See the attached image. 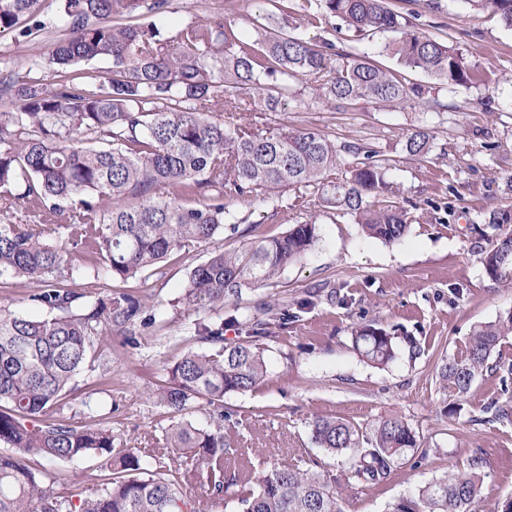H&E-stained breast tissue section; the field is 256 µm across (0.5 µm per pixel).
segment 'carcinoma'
Segmentation results:
<instances>
[{
    "label": "carcinoma",
    "mask_w": 512,
    "mask_h": 512,
    "mask_svg": "<svg viewBox=\"0 0 512 512\" xmlns=\"http://www.w3.org/2000/svg\"><path fill=\"white\" fill-rule=\"evenodd\" d=\"M40 2L0 0V33L14 32L27 63L21 75L0 59V276L33 289L30 300L57 314L32 319L0 309V445L8 448L0 451V512H206L226 498L238 512H344V486L385 482L417 448L403 419H385L367 436L348 421L316 417L311 442L347 456L341 479L311 456L301 466L259 470L252 449L224 433L225 423L240 425L224 411V395L271 381L262 341L296 318L288 305H265V317L246 321L245 335L232 343L224 321L199 324L195 337L205 349L170 362L157 399L180 414L203 402L206 426L180 421L152 437L151 448L118 451L110 422L73 425L56 413L74 395L72 380L95 372L99 338L116 329L136 343L133 328L153 306L124 292L89 299L71 284L84 267L135 278L173 251L210 240L228 214V191L286 209L280 192L311 188L322 206L353 217L367 236L402 240L410 217L387 200L392 189L377 151L338 148L307 129L251 127L244 113L261 98L266 111H277L302 77L316 82L315 97L344 109L360 102L415 109L420 89L367 55L297 33L292 0H279V14L254 19L252 41L222 18L164 36L171 0H55L65 36L45 51L38 44L49 22ZM466 2L492 8L512 31V0ZM317 8L306 24L332 17L339 33L389 34L382 51L440 87H466L476 76L461 49L408 28L385 0H318ZM99 59L110 61V76L82 69ZM434 145L419 127L405 150L423 157ZM343 152L355 160L344 164ZM319 240V225L305 220L216 253L191 269L183 304L196 312L222 308L242 288L277 278ZM483 262L491 279L511 285L512 234L496 239ZM511 335V311L475 327L466 357L441 368L444 387L467 393ZM352 346L381 368L398 355L396 336L372 323L355 328ZM29 456L49 463L96 457L110 478L99 489L60 496L52 473L31 470ZM481 465L474 457L470 472L447 473L390 512H475ZM194 486L197 498L185 492Z\"/></svg>",
    "instance_id": "1"
}]
</instances>
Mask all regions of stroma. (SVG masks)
Here are the masks:
<instances>
[{
    "instance_id": "obj_1",
    "label": "stroma",
    "mask_w": 512,
    "mask_h": 512,
    "mask_svg": "<svg viewBox=\"0 0 512 512\" xmlns=\"http://www.w3.org/2000/svg\"><path fill=\"white\" fill-rule=\"evenodd\" d=\"M386 4L412 26L463 49L478 67L475 83L451 91L410 71L407 79L442 111L379 110L362 103L341 112L312 97L300 81L298 97L279 111H255L248 118L261 128H307L338 144L376 150L388 165L396 202L412 218L405 238L387 244L367 237L359 224L318 206L311 194L305 207L288 211L249 195L225 196L234 221L209 242L171 254L160 268L127 281L89 273L77 279L76 290L92 297L112 290L149 299L155 321L136 327L137 346L123 344L117 334L107 341L97 366L108 385L78 375L75 398L61 411L65 420L82 425L110 414L119 448L144 447L150 434L178 422L153 389L165 379V365L194 346L202 315L181 302L191 268L239 246L243 230L276 236L311 216L320 228L317 246L272 284L243 289L222 312L237 319L224 327L232 342L238 323L259 315L264 302L311 303L264 341L271 384L224 397L225 408L243 421L244 445L267 465L294 463L302 448L313 457L323 454L310 440L316 416L364 428L398 416L415 431L419 449L398 462L385 484L349 487L345 512H388L444 472L469 469L476 456L482 460L477 512H504L512 502V417L494 416L496 408L512 409V336L497 347L493 369L478 375L463 396L439 381L443 364L466 356L477 325L512 311V285L489 278L483 265L498 235L512 233V223L494 229L484 222L490 211L512 212V31L492 10L471 12L463 0ZM172 7L171 28L224 17L248 39L253 20L273 9L271 0H172ZM418 127L435 136L436 146L424 158L404 149L406 135ZM364 322L412 339L418 353L402 350L383 369L362 360L351 336ZM55 471L61 494L99 488L105 476L90 457L56 464Z\"/></svg>"
}]
</instances>
